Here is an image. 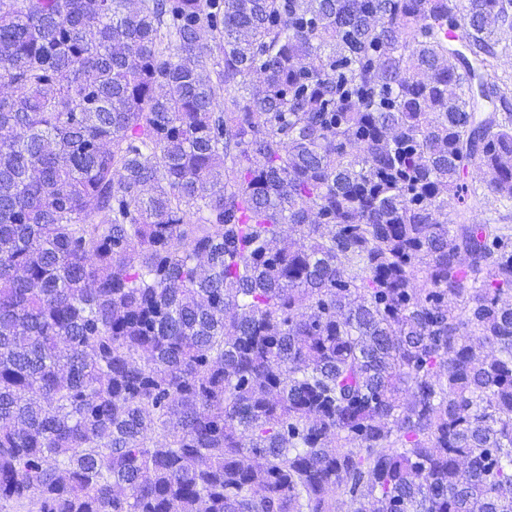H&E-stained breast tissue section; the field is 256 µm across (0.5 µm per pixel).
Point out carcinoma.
<instances>
[{
    "label": "carcinoma",
    "mask_w": 512,
    "mask_h": 512,
    "mask_svg": "<svg viewBox=\"0 0 512 512\" xmlns=\"http://www.w3.org/2000/svg\"><path fill=\"white\" fill-rule=\"evenodd\" d=\"M505 29L0 0V512H512Z\"/></svg>",
    "instance_id": "cac0c4a2"
}]
</instances>
